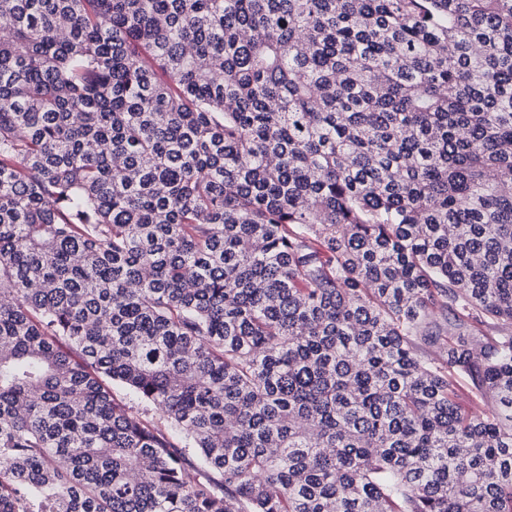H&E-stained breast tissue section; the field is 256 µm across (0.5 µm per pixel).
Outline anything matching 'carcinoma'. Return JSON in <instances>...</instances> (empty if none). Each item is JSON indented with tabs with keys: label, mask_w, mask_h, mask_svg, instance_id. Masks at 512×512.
<instances>
[{
	"label": "carcinoma",
	"mask_w": 512,
	"mask_h": 512,
	"mask_svg": "<svg viewBox=\"0 0 512 512\" xmlns=\"http://www.w3.org/2000/svg\"><path fill=\"white\" fill-rule=\"evenodd\" d=\"M0 512H512V0H0Z\"/></svg>",
	"instance_id": "1"
}]
</instances>
